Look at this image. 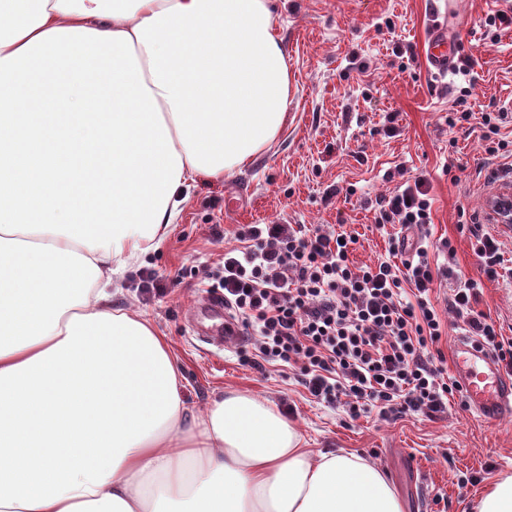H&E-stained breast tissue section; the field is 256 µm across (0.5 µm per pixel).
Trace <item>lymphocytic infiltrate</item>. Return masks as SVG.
Wrapping results in <instances>:
<instances>
[{"instance_id": "f902f5d3", "label": "lymphocytic infiltrate", "mask_w": 512, "mask_h": 512, "mask_svg": "<svg viewBox=\"0 0 512 512\" xmlns=\"http://www.w3.org/2000/svg\"><path fill=\"white\" fill-rule=\"evenodd\" d=\"M381 224L423 228L431 221L428 183L416 178L378 200ZM238 247L224 253L218 286L240 322V338L256 358L297 369L311 396L343 404L356 419L444 412L461 386L435 348L448 323L431 300L446 267L432 266L427 248L401 240L389 258L355 266L354 236L321 227L249 224ZM407 252L403 262L394 255ZM447 301L479 346L512 371V338L500 337L476 311L480 284L452 277Z\"/></svg>"}]
</instances>
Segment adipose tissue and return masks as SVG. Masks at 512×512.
<instances>
[{
  "mask_svg": "<svg viewBox=\"0 0 512 512\" xmlns=\"http://www.w3.org/2000/svg\"><path fill=\"white\" fill-rule=\"evenodd\" d=\"M273 0H0V512H402L269 401L205 414L113 275L281 133Z\"/></svg>",
  "mask_w": 512,
  "mask_h": 512,
  "instance_id": "1",
  "label": "adipose tissue"
}]
</instances>
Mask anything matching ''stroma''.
Here are the masks:
<instances>
[{"mask_svg": "<svg viewBox=\"0 0 512 512\" xmlns=\"http://www.w3.org/2000/svg\"><path fill=\"white\" fill-rule=\"evenodd\" d=\"M432 0H275L278 32L290 74L287 122L246 168L221 181H201L175 217L160 246L137 270L114 277L118 306L149 318L170 344L184 377V397L204 409L219 392L237 390L288 405L307 448L351 451L369 459L392 483L403 512H468L490 480L512 471V419L488 425L461 400L436 417L353 420L343 407L316 402L295 371L278 364L255 367L249 349L229 340L215 348L196 339L187 313L211 296V277L246 224L321 225L353 234L355 265L387 256L393 227L377 228L371 200L426 176L433 199L428 244L451 240L452 264L482 286L478 311L512 338V280H491L475 255L459 212L484 215L491 179L502 158L482 149L481 115L504 106L499 136L512 143V28L492 38L487 15H512V0H459L436 16ZM440 22L472 62L470 76H436L423 50L424 34ZM468 99L459 89L466 78ZM470 111L449 128L448 113ZM398 132L384 133L386 113ZM155 272L165 290L143 296L139 273Z\"/></svg>", "mask_w": 512, "mask_h": 512, "instance_id": "1", "label": "stroma"}]
</instances>
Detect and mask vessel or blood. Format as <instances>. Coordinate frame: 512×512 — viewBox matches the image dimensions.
Here are the masks:
<instances>
[{
    "label": "vessel or blood",
    "instance_id": "b4317fda",
    "mask_svg": "<svg viewBox=\"0 0 512 512\" xmlns=\"http://www.w3.org/2000/svg\"><path fill=\"white\" fill-rule=\"evenodd\" d=\"M456 51L457 42L449 36L447 29H431L428 59L439 75L451 71ZM454 367L465 402L475 415L489 423L512 416V373L506 372L473 337H457Z\"/></svg>",
    "mask_w": 512,
    "mask_h": 512
}]
</instances>
